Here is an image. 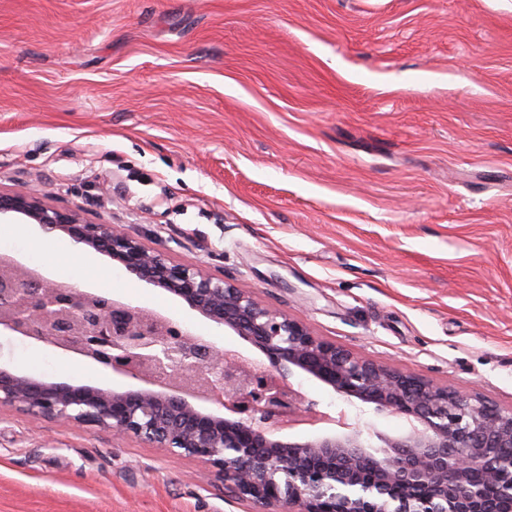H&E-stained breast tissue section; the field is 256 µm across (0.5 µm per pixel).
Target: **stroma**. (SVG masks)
<instances>
[{"instance_id": "1", "label": "stroma", "mask_w": 512, "mask_h": 512, "mask_svg": "<svg viewBox=\"0 0 512 512\" xmlns=\"http://www.w3.org/2000/svg\"><path fill=\"white\" fill-rule=\"evenodd\" d=\"M46 189L323 339L512 405V0H0V190ZM0 252L248 351L65 236ZM49 382L112 376L0 338ZM209 465L0 409V512H244Z\"/></svg>"}]
</instances>
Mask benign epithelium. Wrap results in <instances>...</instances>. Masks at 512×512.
I'll use <instances>...</instances> for the list:
<instances>
[{
    "label": "benign epithelium",
    "mask_w": 512,
    "mask_h": 512,
    "mask_svg": "<svg viewBox=\"0 0 512 512\" xmlns=\"http://www.w3.org/2000/svg\"><path fill=\"white\" fill-rule=\"evenodd\" d=\"M16 215L67 236L233 331L261 361L220 347L163 314L58 284L0 254V335L50 343L132 382L124 390L53 383L0 364V408L106 429L214 468L253 512H512V465L490 471L497 495L470 481L512 448V407L401 368L364 359L316 336L285 309L193 262H175L123 228L48 205L31 188L0 192ZM336 396L330 431L293 438L314 403L298 379ZM368 412L403 422L387 435Z\"/></svg>",
    "instance_id": "7a95c632"
}]
</instances>
